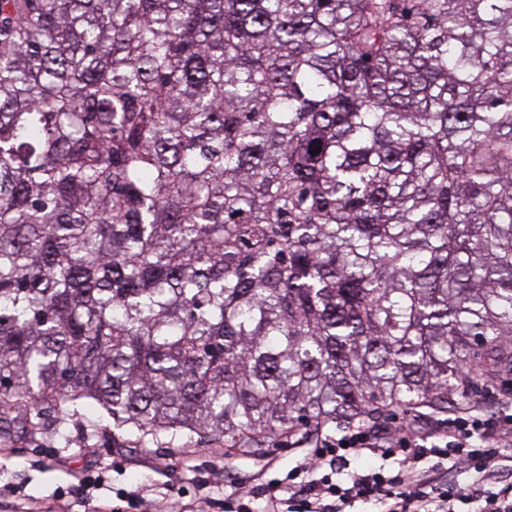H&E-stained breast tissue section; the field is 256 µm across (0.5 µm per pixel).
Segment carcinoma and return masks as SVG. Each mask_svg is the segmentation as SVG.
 <instances>
[{
  "label": "carcinoma",
  "mask_w": 512,
  "mask_h": 512,
  "mask_svg": "<svg viewBox=\"0 0 512 512\" xmlns=\"http://www.w3.org/2000/svg\"><path fill=\"white\" fill-rule=\"evenodd\" d=\"M512 336V0H0V416L264 452Z\"/></svg>",
  "instance_id": "obj_1"
}]
</instances>
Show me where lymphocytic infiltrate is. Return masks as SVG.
Listing matches in <instances>:
<instances>
[{
  "label": "lymphocytic infiltrate",
  "instance_id": "f902f5d3",
  "mask_svg": "<svg viewBox=\"0 0 512 512\" xmlns=\"http://www.w3.org/2000/svg\"><path fill=\"white\" fill-rule=\"evenodd\" d=\"M500 411L450 416L426 428L409 422L378 428L358 418L319 431L286 479L266 481L260 494L235 491L213 499L221 512H512V397ZM394 460L393 469L350 468L351 460ZM348 473H341V466Z\"/></svg>",
  "mask_w": 512,
  "mask_h": 512
}]
</instances>
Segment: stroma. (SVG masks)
I'll return each instance as SVG.
<instances>
[{
    "label": "stroma",
    "instance_id": "stroma-1",
    "mask_svg": "<svg viewBox=\"0 0 512 512\" xmlns=\"http://www.w3.org/2000/svg\"><path fill=\"white\" fill-rule=\"evenodd\" d=\"M300 458L294 435L261 455L230 456L220 439L155 441L107 416L47 407L39 426L19 419L0 424V485L12 487L0 496V512H112L121 489L138 491L161 512H202V475H216L213 495L220 498L228 485L247 490L258 479L285 477ZM96 478L102 489L76 494Z\"/></svg>",
    "mask_w": 512,
    "mask_h": 512
}]
</instances>
